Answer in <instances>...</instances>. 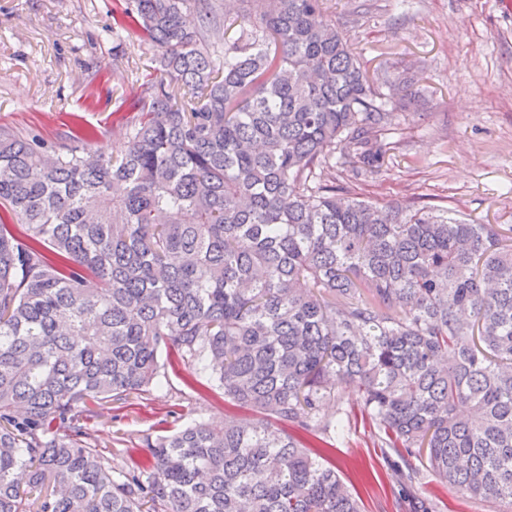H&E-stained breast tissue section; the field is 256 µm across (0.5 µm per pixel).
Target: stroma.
<instances>
[{"label":"stroma","instance_id":"obj_1","mask_svg":"<svg viewBox=\"0 0 512 512\" xmlns=\"http://www.w3.org/2000/svg\"><path fill=\"white\" fill-rule=\"evenodd\" d=\"M118 0H0V128L72 146L78 127L89 147L121 146L158 51L140 33L113 40ZM369 77H414V100L397 110L394 148L377 173L349 179L364 198L448 208L464 219L512 227V9L502 0H323ZM195 366L167 370L161 389L109 404L89 426L115 464L136 457L160 426H220L250 409L203 389ZM373 428L353 418L334 459L364 512H503L505 505L451 487L424 470L404 487L374 445Z\"/></svg>","mask_w":512,"mask_h":512}]
</instances>
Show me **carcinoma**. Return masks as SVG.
Here are the masks:
<instances>
[{"label": "carcinoma", "instance_id": "carcinoma-1", "mask_svg": "<svg viewBox=\"0 0 512 512\" xmlns=\"http://www.w3.org/2000/svg\"><path fill=\"white\" fill-rule=\"evenodd\" d=\"M235 1L124 0L160 76L116 155L0 129V512H362L334 379L382 455L511 510L512 238L322 182L393 150L388 80L322 0ZM178 363L260 417L112 464L85 420Z\"/></svg>", "mask_w": 512, "mask_h": 512}]
</instances>
